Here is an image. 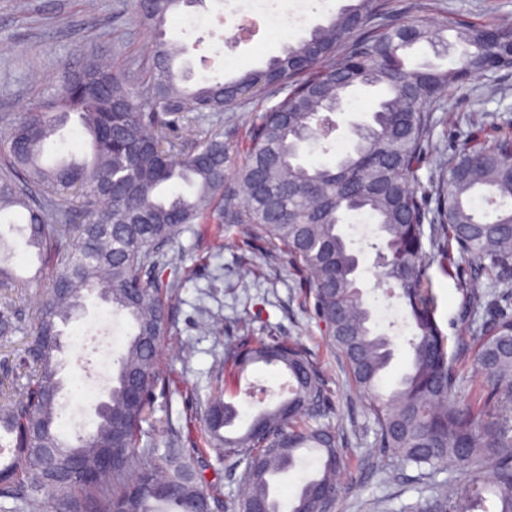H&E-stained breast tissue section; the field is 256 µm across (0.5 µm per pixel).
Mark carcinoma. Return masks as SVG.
<instances>
[{
  "label": "carcinoma",
  "instance_id": "carcinoma-1",
  "mask_svg": "<svg viewBox=\"0 0 512 512\" xmlns=\"http://www.w3.org/2000/svg\"><path fill=\"white\" fill-rule=\"evenodd\" d=\"M185 0H130L133 12L155 32L144 58V90L125 74L92 58L63 87L24 115L0 116V215L26 212L24 245L52 269L37 334L24 361L35 366L25 396L0 403V432L12 449L0 462V498L16 512H37L45 494L57 491L70 512H193L201 500L223 503L221 484L207 480L182 448L142 444L159 380L158 352L167 338L162 279L164 248L189 224L224 202V221L246 224L278 241L310 275L314 310L331 344L342 354L354 391L364 398L376 445L401 468L429 479L449 463L465 471L462 486L432 488L424 512H512V138L489 146L467 139L450 157L437 159L431 144L432 113L443 109L447 89L476 74L512 68V26L456 24L431 27L410 21L386 27L389 0H350L327 23L288 44L262 68L239 76L189 84L174 61L185 48L165 38L168 15ZM467 51L454 69L409 68L405 52L421 43L448 47L445 32ZM380 88L384 97L371 121L355 130L350 150L332 164L301 160L309 136L332 149L335 115L348 93ZM282 96L265 109L241 150L243 162L226 187L230 148L220 134L201 131L187 151L177 132L190 112H222L247 94ZM74 114L89 155L47 164L48 141ZM431 167L430 196L412 184ZM184 183L193 188L163 192ZM81 197L86 224H69L67 195ZM497 202L489 218L474 208L475 196ZM357 215L376 225L373 244L380 288L405 309L408 370L386 391L382 381L394 357L386 333L357 287L358 255L341 225ZM464 259L472 275H495L489 291L470 290L464 313L484 304L472 366L480 377L472 399L457 397L456 363L436 319L427 261ZM132 324L116 357L112 386L96 410L93 430L66 439L59 431L63 388L59 325L90 296ZM21 310L0 301V342L20 330ZM264 364L288 374V397L259 412L246 430L227 434L238 417L223 395L207 406L203 440L244 462V492L237 512H282L271 479L292 470L304 450L320 468L305 481L289 512L330 509L343 464L336 434L320 422L330 395L319 371L295 342L279 336L241 341L228 349L224 368L240 373ZM112 453V468L87 480L73 470L96 469Z\"/></svg>",
  "mask_w": 512,
  "mask_h": 512
}]
</instances>
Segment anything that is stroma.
I'll use <instances>...</instances> for the list:
<instances>
[{
    "instance_id": "1",
    "label": "stroma",
    "mask_w": 512,
    "mask_h": 512,
    "mask_svg": "<svg viewBox=\"0 0 512 512\" xmlns=\"http://www.w3.org/2000/svg\"><path fill=\"white\" fill-rule=\"evenodd\" d=\"M242 0H204L169 16L167 39L185 45L181 60L192 82L228 79L243 67H264L283 47L306 36L310 29L347 5L348 0H304L303 19L276 28L256 27L253 36L234 44L231 34L242 20ZM388 21L398 24L420 18L435 24L445 20L496 25L512 23V0H390ZM154 38L125 6V0H0V113H21L60 87L69 72L86 58H101L112 67L136 68ZM444 111L433 115L432 141L439 154L455 153L470 135L492 144L512 135V69L473 76L443 97ZM258 98L244 96L230 109L209 113L206 122L238 144L262 114ZM373 92L357 93L345 111L337 113L335 152L350 149L353 129L369 121ZM480 127H473V116ZM0 238L11 248L10 266L29 288L22 300L20 331L10 344L0 345V385L11 398L24 393L27 378L19 366L35 331V311L50 287L34 251L23 244L10 225L0 224ZM177 257V269L166 270L169 338L159 352L163 382L175 381L176 390L156 388L150 419L144 425L156 447L190 448L205 476L223 485L225 504L241 494L244 465L188 436L187 416L203 417L209 400L226 388L245 428L251 417L284 398L287 377L274 367L251 366L238 377L226 378L224 353L242 333L253 337L271 334L296 340L318 368L331 397L325 421L334 427L344 467L332 512H408L428 496L429 481L414 468L397 469L376 446L365 402L349 386L345 363L331 348L314 313V298L306 273L282 246L243 233L240 225L204 218L188 225L168 245ZM437 297L436 318L448 336V351L455 355L458 391L471 398L478 379L470 365L475 327L482 309L464 314L466 263L452 272L439 264L429 269ZM128 329L125 319L113 317L108 305L88 304L87 311L67 327V345L61 355L64 406L61 432L73 438L78 429H92L95 407L104 399L98 390L77 396L78 386L94 379L108 350H120Z\"/></svg>"
}]
</instances>
